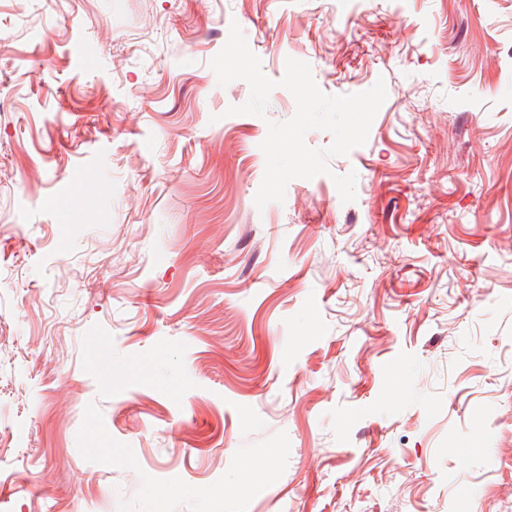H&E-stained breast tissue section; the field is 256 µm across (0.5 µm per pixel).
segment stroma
<instances>
[{"label": "stroma", "mask_w": 512, "mask_h": 512, "mask_svg": "<svg viewBox=\"0 0 512 512\" xmlns=\"http://www.w3.org/2000/svg\"><path fill=\"white\" fill-rule=\"evenodd\" d=\"M234 22L386 86L261 211ZM510 501L512 0H0V512Z\"/></svg>", "instance_id": "1"}]
</instances>
